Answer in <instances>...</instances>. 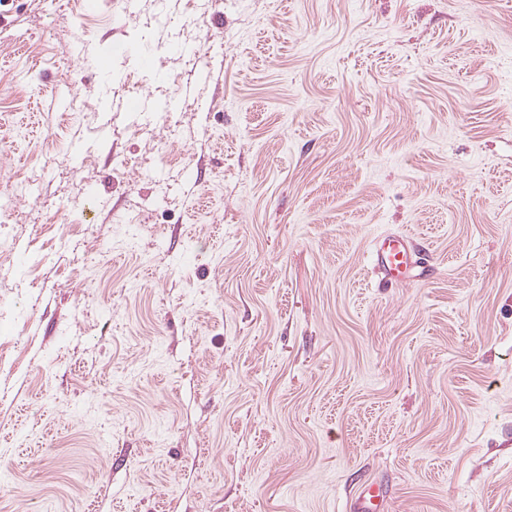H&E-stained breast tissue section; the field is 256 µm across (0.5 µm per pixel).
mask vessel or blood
<instances>
[{
	"instance_id": "1",
	"label": "vessel or blood",
	"mask_w": 512,
	"mask_h": 512,
	"mask_svg": "<svg viewBox=\"0 0 512 512\" xmlns=\"http://www.w3.org/2000/svg\"><path fill=\"white\" fill-rule=\"evenodd\" d=\"M428 248L412 236L383 233L373 238L370 260L386 288H398L429 276L433 267L427 261ZM381 486L370 482L361 486L350 505L351 512H383Z\"/></svg>"
}]
</instances>
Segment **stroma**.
<instances>
[{"label":"stroma","mask_w":512,"mask_h":512,"mask_svg":"<svg viewBox=\"0 0 512 512\" xmlns=\"http://www.w3.org/2000/svg\"><path fill=\"white\" fill-rule=\"evenodd\" d=\"M1 198L0 512H512V0H0ZM429 249L412 236L383 233L373 238L370 260L385 288H398L415 283L433 271L425 258ZM384 493L374 482L366 483L359 489L356 499L350 505L351 512H382Z\"/></svg>","instance_id":"35a3bbf8"}]
</instances>
